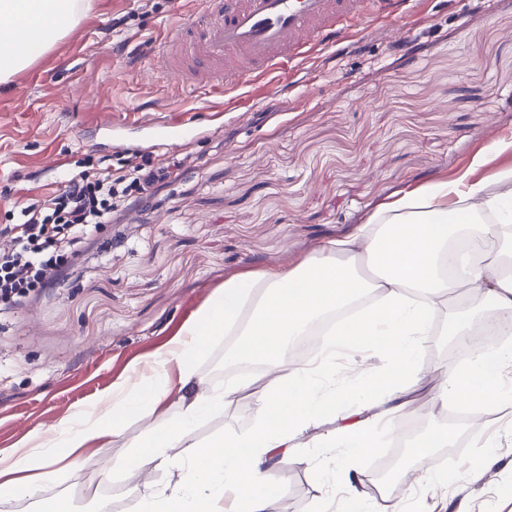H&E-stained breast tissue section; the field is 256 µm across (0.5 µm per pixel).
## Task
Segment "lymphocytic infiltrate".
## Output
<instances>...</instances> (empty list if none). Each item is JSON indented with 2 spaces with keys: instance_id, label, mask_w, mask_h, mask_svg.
<instances>
[{
  "instance_id": "1",
  "label": "lymphocytic infiltrate",
  "mask_w": 512,
  "mask_h": 512,
  "mask_svg": "<svg viewBox=\"0 0 512 512\" xmlns=\"http://www.w3.org/2000/svg\"><path fill=\"white\" fill-rule=\"evenodd\" d=\"M158 180L155 171L129 158L120 171L89 167L52 194L22 203L16 222L0 226V307L55 281L65 256L78 253L114 215L127 213L131 198Z\"/></svg>"
}]
</instances>
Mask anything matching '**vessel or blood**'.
I'll use <instances>...</instances> for the list:
<instances>
[{
  "instance_id": "b4317fda",
  "label": "vessel or blood",
  "mask_w": 512,
  "mask_h": 512,
  "mask_svg": "<svg viewBox=\"0 0 512 512\" xmlns=\"http://www.w3.org/2000/svg\"><path fill=\"white\" fill-rule=\"evenodd\" d=\"M411 0H197L195 20L176 26L158 71L177 87H248L291 71L331 36L394 21Z\"/></svg>"
}]
</instances>
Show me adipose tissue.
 Masks as SVG:
<instances>
[{
	"label": "adipose tissue",
	"instance_id": "ef3b65f1",
	"mask_svg": "<svg viewBox=\"0 0 512 512\" xmlns=\"http://www.w3.org/2000/svg\"><path fill=\"white\" fill-rule=\"evenodd\" d=\"M92 0H0V84L8 83L68 35ZM497 191L459 178L411 191L351 235L318 246L292 267L225 281L224 287L166 347L46 434L0 452V499L31 498L57 467L85 462L90 446L124 438L131 420L150 415L151 429L129 452L101 470L168 468L174 482L139 491L140 512H266L279 487L274 472L294 448L310 449L321 465L336 449L358 458L382 433H396L410 406L408 386L420 382L417 359L437 334L435 315L449 292L473 303L512 310V245L498 225L512 223V169L496 176ZM464 227L472 252H452L448 239ZM370 272L362 274L359 262ZM376 303L363 314L351 306L364 296ZM332 321L330 336L307 362L292 366L286 351L300 337ZM235 337L225 367L254 363L269 380L257 390L255 421L245 430L197 440L194 428L223 412L237 395L255 390L240 377L213 385L198 363L210 343ZM351 358L383 356L385 369L364 368L358 389L336 383V351ZM512 368V345L474 351L446 372L434 391L441 405H512L502 375ZM331 423L322 431L323 423Z\"/></svg>",
	"mask_w": 512,
	"mask_h": 512
}]
</instances>
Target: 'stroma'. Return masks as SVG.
<instances>
[{
  "mask_svg": "<svg viewBox=\"0 0 512 512\" xmlns=\"http://www.w3.org/2000/svg\"><path fill=\"white\" fill-rule=\"evenodd\" d=\"M78 26L30 67L0 85V225L15 203L55 191L77 161L148 153L170 175L134 199V221L102 225L55 282L0 311V450L48 432L81 405L106 397L148 355L177 337L226 280L310 256L341 239L383 204L420 186L467 176L493 186L512 150L492 151L490 127L512 140V0H416L395 26L376 24L304 60L294 75L218 95L182 91L149 70L195 0H93ZM130 15L128 27L113 18ZM316 97L308 99L305 86ZM119 129L99 134L102 115ZM195 119L197 134L153 143L145 121ZM462 347L429 345L408 419L447 428L433 397ZM255 397L200 423L209 439L247 428ZM496 432V447L482 437ZM379 448L353 461L357 490L375 498L376 477L395 456ZM122 443L90 448L83 467L58 472L34 498L0 501V512H48L68 498L76 512H137L133 485L172 475L115 472L111 493L91 491L100 461ZM276 470L267 512H312L335 483L305 463V449ZM432 470L442 488L393 484L383 501L407 512H512V406L464 419Z\"/></svg>",
  "mask_w": 512,
  "mask_h": 512,
  "instance_id": "35a3bbf8",
  "label": "stroma"
}]
</instances>
